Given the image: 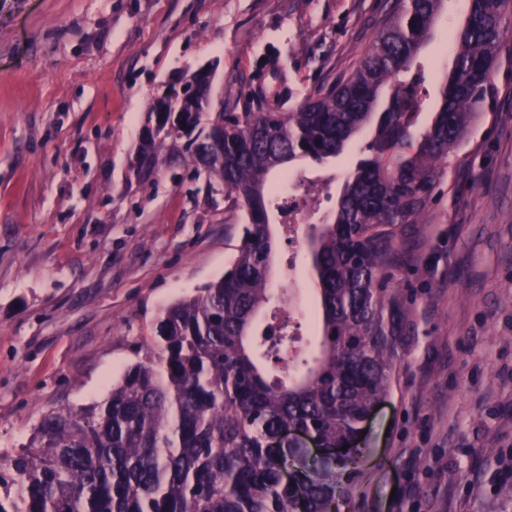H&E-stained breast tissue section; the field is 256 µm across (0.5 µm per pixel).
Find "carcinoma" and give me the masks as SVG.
I'll return each instance as SVG.
<instances>
[{
    "instance_id": "obj_1",
    "label": "carcinoma",
    "mask_w": 512,
    "mask_h": 512,
    "mask_svg": "<svg viewBox=\"0 0 512 512\" xmlns=\"http://www.w3.org/2000/svg\"><path fill=\"white\" fill-rule=\"evenodd\" d=\"M445 0H399L350 75L287 110L254 96L247 112H207L211 83L161 95L138 153L191 167L242 212L243 241L224 276L163 310L150 355L102 404L43 416L10 460L0 512H336L339 470L372 406L387 392L407 319L392 286L405 257L397 229L415 224L493 96L504 16L512 0H466L441 76V104L414 135L423 102L397 76L419 60ZM370 140L345 176L333 214L311 237L321 308L319 355L266 319L270 301L267 189L286 165H321L363 132ZM292 425L316 434L317 456L278 440ZM346 447L342 454L336 449Z\"/></svg>"
}]
</instances>
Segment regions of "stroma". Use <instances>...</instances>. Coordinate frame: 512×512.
I'll use <instances>...</instances> for the list:
<instances>
[{
  "instance_id": "obj_1",
  "label": "stroma",
  "mask_w": 512,
  "mask_h": 512,
  "mask_svg": "<svg viewBox=\"0 0 512 512\" xmlns=\"http://www.w3.org/2000/svg\"><path fill=\"white\" fill-rule=\"evenodd\" d=\"M392 0H0V461L44 414L104 402L145 357L171 303L223 276L240 215L190 168L128 171L149 105L210 66L214 101L245 105L260 72L295 97L348 75ZM465 0H448L417 73L424 102ZM496 96L417 223L395 279L407 331L388 393L364 423L338 512H512V21ZM367 142L309 165L329 177L297 239L273 228L271 288L290 290L318 347L311 225L336 207Z\"/></svg>"
}]
</instances>
